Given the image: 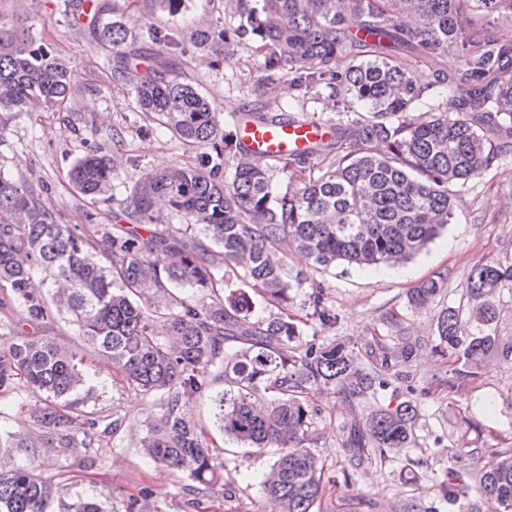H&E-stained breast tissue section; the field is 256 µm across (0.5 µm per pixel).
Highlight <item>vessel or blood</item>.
<instances>
[{"instance_id":"b4317fda","label":"vessel or blood","mask_w":512,"mask_h":512,"mask_svg":"<svg viewBox=\"0 0 512 512\" xmlns=\"http://www.w3.org/2000/svg\"><path fill=\"white\" fill-rule=\"evenodd\" d=\"M237 138L246 155L259 161H274L283 155L310 150L315 145L328 141L333 133L332 124L323 122L257 124L254 121H239Z\"/></svg>"}]
</instances>
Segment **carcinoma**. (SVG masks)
I'll use <instances>...</instances> for the list:
<instances>
[{"label":"carcinoma","instance_id":"carcinoma-1","mask_svg":"<svg viewBox=\"0 0 512 512\" xmlns=\"http://www.w3.org/2000/svg\"><path fill=\"white\" fill-rule=\"evenodd\" d=\"M127 0H97L86 36L105 51L112 70L136 96L146 118L202 153L144 175L126 201L132 223L98 224L80 233L56 223L40 192L0 174V308H24L29 324L50 327L66 313L84 343L112 363L127 386L159 397L162 415L141 440L145 454L205 487L224 486V466L190 405L209 375L224 377L216 399L224 435L279 457L263 481L279 512H312L321 498L324 464L314 452L320 409L312 392L332 388L349 403L391 390L388 404L339 423V448L350 472L383 462L417 443V398L448 388V404L479 379L491 357L512 364V336L498 333L501 288L512 264L484 263L470 273L465 302L435 314V350L450 360L441 377L416 387L418 344L407 336L375 339L360 352L343 342L294 344L300 323L286 256L293 249L315 265H395L419 254L454 218V195L512 146V42L490 18L512 21V0H228L232 28L200 27L198 47L224 45V60L241 41L257 43L261 92L290 74L300 90L335 89L330 109L354 113L334 124L335 137L274 162L294 174L311 158L328 160L298 189L273 194L270 167L244 157L234 127L223 128L193 86L171 77L170 52L128 45L121 21ZM452 59L439 60L448 46ZM434 66L443 99L418 111L424 91L399 55ZM353 56L347 66L338 61ZM74 69L32 35L0 29V125L13 112H56L70 99ZM114 164L82 157L70 179L76 190L104 199ZM171 224L159 225V202ZM209 239L213 246L200 241ZM224 268L284 310L254 319L248 295L192 301L176 287L217 292ZM439 272L410 291L409 303L432 305L446 287ZM309 318L336 325L324 288L307 295ZM168 325L167 336L154 322ZM91 380L78 352L47 336L13 331L0 338V395L23 385L36 396L32 414L58 448L90 446L98 420L76 395ZM271 393L268 403L255 396ZM448 457L475 459L466 475L448 468L439 485L450 505L476 494L490 512H512V448L471 447L482 427L457 416ZM59 488L29 466L0 472V512H110L95 496L67 503Z\"/></svg>","mask_w":512,"mask_h":512}]
</instances>
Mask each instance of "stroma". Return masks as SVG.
Here are the masks:
<instances>
[{
  "instance_id": "1",
  "label": "stroma",
  "mask_w": 512,
  "mask_h": 512,
  "mask_svg": "<svg viewBox=\"0 0 512 512\" xmlns=\"http://www.w3.org/2000/svg\"><path fill=\"white\" fill-rule=\"evenodd\" d=\"M130 35L140 37L146 25L166 29L181 43L175 75L195 87L216 106L223 125H230L245 102L256 99L257 56L253 42L237 45L231 60L196 48L189 40L200 26L223 28L234 17L224 0H191L188 10L172 17L135 0L122 18ZM0 26L25 28L53 55L76 66V91L59 112L21 113L0 129V173L14 181L40 188L44 203L57 223L87 231L95 224H112L120 206L144 172L159 171L175 163L195 162L196 151L187 149L162 126L140 112L128 85L116 77L104 53L78 30L64 12L63 0H0ZM333 94L322 86L301 94L290 78H282L264 97L273 112L316 121L337 120L328 103ZM91 153L113 159L112 201L93 202L81 196L69 181L75 162ZM512 263V152L471 179L458 195L455 217L418 256L400 267L361 270L316 268L297 254L287 257L289 276H301L294 289L292 314L303 319V341L317 337L343 340L366 348L372 337L388 335L382 322L386 312L400 319L403 335L419 341L416 359L421 378L443 374L446 358L434 350L435 309H414L407 301L411 288L437 272L448 275V286L435 308L458 305L467 277L479 264ZM323 286L335 309V327L323 330L306 321L305 305L311 284ZM92 387L83 391L85 411L102 423L119 421L111 433L96 436L92 447L71 452L49 448L36 425L31 408L36 398L20 388L0 398V424L18 436L33 440L30 448H8L0 456L30 466L64 486L69 499L97 496L112 512H259L264 504L261 481L278 457L276 449L258 450L224 436L216 418L215 399L224 390L220 379H208L192 406L195 418L216 441L224 464L223 488L203 489L185 476L171 472L148 458L139 445L148 425L162 409L157 397L129 388L111 366L95 356L88 359ZM321 415L316 451L326 475L342 464L337 456L338 424L349 410L341 393H315ZM468 417L483 428L479 445L500 446L512 438V366L489 359L475 386L460 398ZM416 446L395 458L353 474L341 487H327L314 512H390L394 505H412L417 512L436 507L437 512H459L458 506L438 498V484L448 469L468 471L472 460H449L443 448L451 444L453 428L448 415V394L437 391L419 406Z\"/></svg>"
}]
</instances>
